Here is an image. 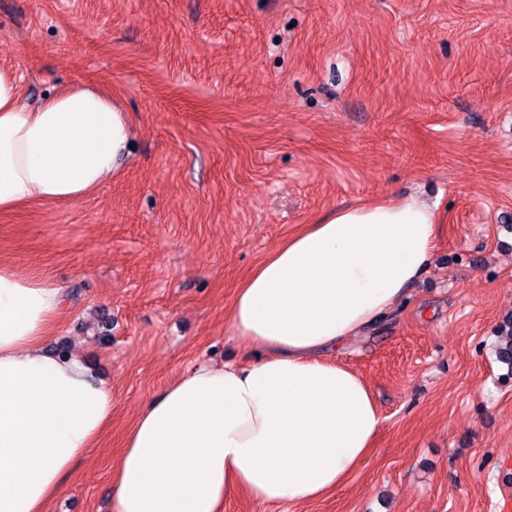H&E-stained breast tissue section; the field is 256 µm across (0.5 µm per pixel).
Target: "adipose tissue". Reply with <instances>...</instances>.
Returning a JSON list of instances; mask_svg holds the SVG:
<instances>
[{
	"instance_id": "ef3b65f1",
	"label": "adipose tissue",
	"mask_w": 512,
	"mask_h": 512,
	"mask_svg": "<svg viewBox=\"0 0 512 512\" xmlns=\"http://www.w3.org/2000/svg\"><path fill=\"white\" fill-rule=\"evenodd\" d=\"M131 125L75 84L36 107L0 69V212L74 202L114 175ZM439 217L418 199L341 206L276 244L227 312L249 363L202 365L137 412L112 468V512H224L246 493L301 507L345 484L381 428L367 380L333 355L431 266ZM64 291L0 261V512H46L112 423V391L47 350Z\"/></svg>"
}]
</instances>
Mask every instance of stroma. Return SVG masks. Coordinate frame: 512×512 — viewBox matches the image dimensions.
<instances>
[{
  "instance_id": "stroma-1",
  "label": "stroma",
  "mask_w": 512,
  "mask_h": 512,
  "mask_svg": "<svg viewBox=\"0 0 512 512\" xmlns=\"http://www.w3.org/2000/svg\"><path fill=\"white\" fill-rule=\"evenodd\" d=\"M0 68L34 104L95 84L134 127L91 196L0 214V260L67 290L48 349L115 399L47 512H111L141 406L242 360L226 309L279 241L409 196L441 219L431 268L335 355L371 387L375 447L301 512L512 504V0H0Z\"/></svg>"
}]
</instances>
